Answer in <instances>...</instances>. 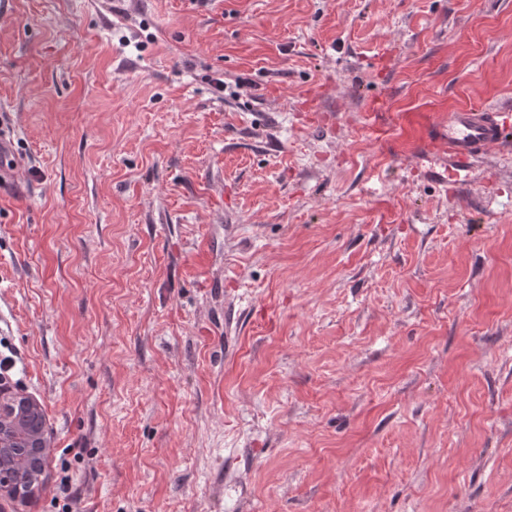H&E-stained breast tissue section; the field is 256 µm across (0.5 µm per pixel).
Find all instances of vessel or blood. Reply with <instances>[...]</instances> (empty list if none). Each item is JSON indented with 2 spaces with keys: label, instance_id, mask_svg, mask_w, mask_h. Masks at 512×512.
<instances>
[{
  "label": "vessel or blood",
  "instance_id": "vessel-or-blood-1",
  "mask_svg": "<svg viewBox=\"0 0 512 512\" xmlns=\"http://www.w3.org/2000/svg\"><path fill=\"white\" fill-rule=\"evenodd\" d=\"M419 125L428 148L424 160L442 164L458 181L470 177L494 149L512 145V105H464L442 120L423 118Z\"/></svg>",
  "mask_w": 512,
  "mask_h": 512
}]
</instances>
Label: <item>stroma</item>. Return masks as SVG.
Listing matches in <instances>:
<instances>
[{"label":"stroma","mask_w":512,"mask_h":512,"mask_svg":"<svg viewBox=\"0 0 512 512\" xmlns=\"http://www.w3.org/2000/svg\"><path fill=\"white\" fill-rule=\"evenodd\" d=\"M506 100L512 0H0V512H512V154L409 122ZM19 405H24L31 414L43 418L41 405L34 398L23 393L4 396L0 389V498L1 500L8 498L13 502L24 503L34 496L36 487L21 492L14 488L10 481V471L20 460L12 452V448L16 446L14 441L19 435L31 439L34 442L35 453L43 461L50 452V442L45 432V422L35 429L23 430L17 416Z\"/></svg>","instance_id":"stroma-1"}]
</instances>
